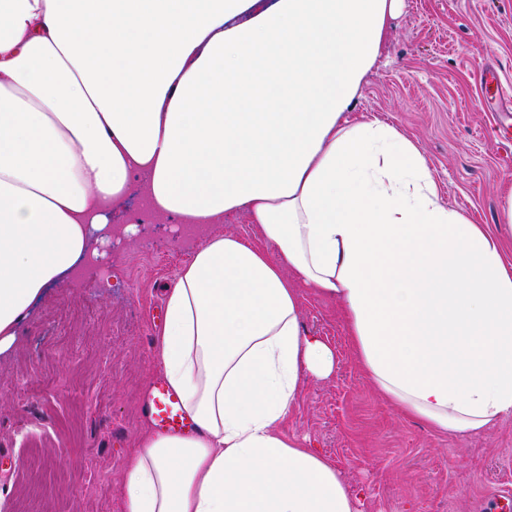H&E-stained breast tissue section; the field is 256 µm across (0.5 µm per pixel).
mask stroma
Returning a JSON list of instances; mask_svg holds the SVG:
<instances>
[{"mask_svg": "<svg viewBox=\"0 0 512 512\" xmlns=\"http://www.w3.org/2000/svg\"><path fill=\"white\" fill-rule=\"evenodd\" d=\"M512 84V0H402L354 113L394 125L424 155L444 205L500 228L512 183L488 135L512 127L495 83ZM138 187L90 244L100 261L49 285L0 354V512H120L123 466L150 424L141 398L164 288L198 243L143 216ZM338 300L302 291L301 323L336 356L302 377L287 430L338 466L363 512H492L512 491V418L478 437H441L402 417L362 373ZM53 397L20 410L38 381Z\"/></svg>", "mask_w": 512, "mask_h": 512, "instance_id": "obj_1", "label": "stroma"}]
</instances>
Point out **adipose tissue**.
I'll return each mask as SVG.
<instances>
[{"label": "adipose tissue", "instance_id": "1", "mask_svg": "<svg viewBox=\"0 0 512 512\" xmlns=\"http://www.w3.org/2000/svg\"><path fill=\"white\" fill-rule=\"evenodd\" d=\"M401 0H0V354L138 181L207 237L164 294L153 358L193 433L146 432L122 512H358L288 434L301 287L339 300L369 381L445 435L512 417V255L443 205L396 127L349 119ZM213 233L234 234L244 239L254 241L257 229L253 224H249L245 214L231 213L225 215L223 224H214Z\"/></svg>", "mask_w": 512, "mask_h": 512}]
</instances>
